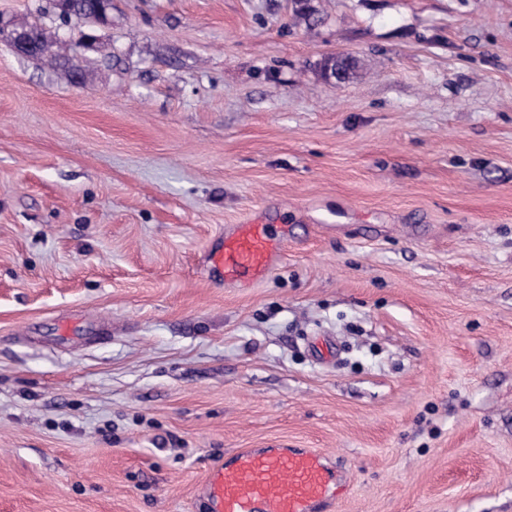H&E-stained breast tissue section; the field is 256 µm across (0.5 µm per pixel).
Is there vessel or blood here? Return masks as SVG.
Segmentation results:
<instances>
[{
  "label": "vessel or blood",
  "instance_id": "obj_1",
  "mask_svg": "<svg viewBox=\"0 0 512 512\" xmlns=\"http://www.w3.org/2000/svg\"><path fill=\"white\" fill-rule=\"evenodd\" d=\"M287 226L237 225L212 251V270L225 282L250 285L282 258ZM337 477L311 448H240L215 464L204 482L211 512H322L337 498Z\"/></svg>",
  "mask_w": 512,
  "mask_h": 512
}]
</instances>
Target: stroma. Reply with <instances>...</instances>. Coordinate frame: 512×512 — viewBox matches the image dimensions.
<instances>
[{
  "instance_id": "35a3bbf8",
  "label": "stroma",
  "mask_w": 512,
  "mask_h": 512,
  "mask_svg": "<svg viewBox=\"0 0 512 512\" xmlns=\"http://www.w3.org/2000/svg\"><path fill=\"white\" fill-rule=\"evenodd\" d=\"M313 3L112 0L77 86L0 39V512H208L274 443L331 512H512V0ZM285 225L237 224L224 237V246L208 255L210 268L223 273L224 282L250 285L265 278L282 258Z\"/></svg>"
}]
</instances>
